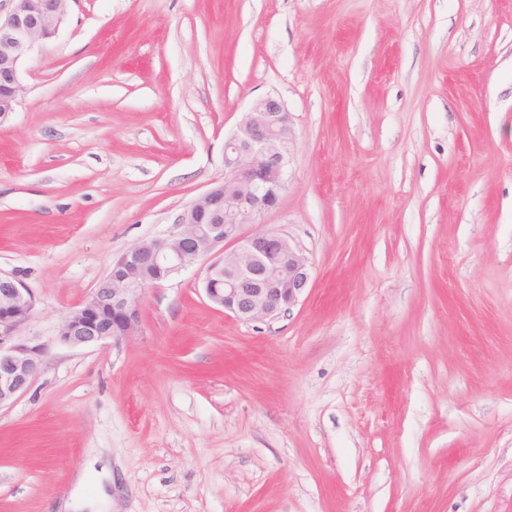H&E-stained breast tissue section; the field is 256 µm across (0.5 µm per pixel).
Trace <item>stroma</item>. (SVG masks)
<instances>
[{
    "label": "stroma",
    "instance_id": "35a3bbf8",
    "mask_svg": "<svg viewBox=\"0 0 512 512\" xmlns=\"http://www.w3.org/2000/svg\"><path fill=\"white\" fill-rule=\"evenodd\" d=\"M20 82L0 271L48 355L0 407V512H56L94 450L112 512H512V0H67ZM269 93L302 300L242 322L193 265L138 336L60 344Z\"/></svg>",
    "mask_w": 512,
    "mask_h": 512
}]
</instances>
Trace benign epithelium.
Here are the masks:
<instances>
[{
	"instance_id": "benign-epithelium-1",
	"label": "benign epithelium",
	"mask_w": 512,
	"mask_h": 512,
	"mask_svg": "<svg viewBox=\"0 0 512 512\" xmlns=\"http://www.w3.org/2000/svg\"><path fill=\"white\" fill-rule=\"evenodd\" d=\"M66 0H0V126L15 112L20 72L36 44L57 33ZM291 117L274 94L252 101L237 132L224 142V178L196 196L171 231L140 240L113 261L89 299L58 324L70 347L118 343L140 329L142 292L201 265L202 290L224 313L244 322L273 319L296 305L311 282V266L287 235L247 234L275 209L293 160ZM35 297L0 272V407L28 390L47 348L19 338Z\"/></svg>"
}]
</instances>
